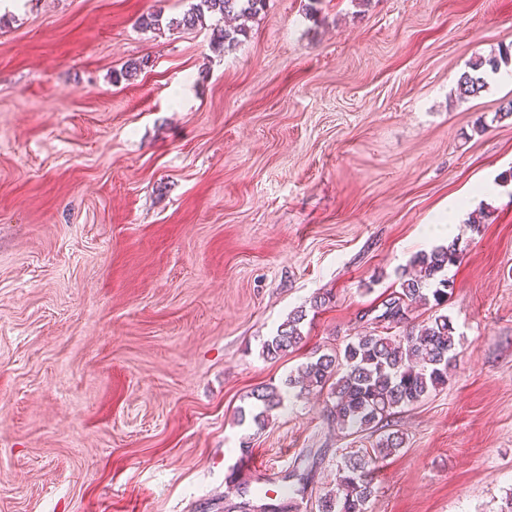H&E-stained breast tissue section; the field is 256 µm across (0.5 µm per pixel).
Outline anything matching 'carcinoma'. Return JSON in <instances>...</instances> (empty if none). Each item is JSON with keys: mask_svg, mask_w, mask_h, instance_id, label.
Returning <instances> with one entry per match:
<instances>
[{"mask_svg": "<svg viewBox=\"0 0 512 512\" xmlns=\"http://www.w3.org/2000/svg\"><path fill=\"white\" fill-rule=\"evenodd\" d=\"M265 0H199L181 18L172 24L187 29L203 23L205 14L219 19L230 16L252 18L264 7ZM246 35L242 27L216 28L218 45L234 47L238 36ZM512 61V54L478 58L457 80L458 98L475 96L486 85V75L496 73L501 64ZM462 250L457 242L437 247L429 252L415 254L410 265L415 273H403L399 289L391 292L383 303V311L376 316L380 329L352 336L342 350L334 353L313 354L296 374L285 379L286 388L302 394L310 390H328L331 405L329 414L336 425L350 434L364 431L373 433L383 428V422L397 411L420 402L431 392L448 382V368L456 357V340L450 317L435 313L431 321L419 330H407L410 315L419 308H439L448 301L453 282L448 268L460 261ZM306 310L289 314L276 334L264 344L263 353L270 359L299 349L305 339L301 324ZM256 410L249 411L257 429H264L271 412L282 403L281 392L274 387H262L252 393ZM404 437L397 432L380 435L373 449L350 451L338 461L340 474L337 488L317 499V512H368L373 494L371 473L379 461L400 451ZM238 503L224 506V512H238L259 501L262 512H300L308 495L304 472L296 466L283 480L275 497L244 479L237 485Z\"/></svg>", "mask_w": 512, "mask_h": 512, "instance_id": "carcinoma-1", "label": "carcinoma"}]
</instances>
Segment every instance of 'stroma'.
Here are the masks:
<instances>
[{
	"mask_svg": "<svg viewBox=\"0 0 512 512\" xmlns=\"http://www.w3.org/2000/svg\"><path fill=\"white\" fill-rule=\"evenodd\" d=\"M195 2L0 12V512H224L308 448L310 492L335 489L377 436L338 429L326 392L286 393L261 431L239 411L373 330L410 259L454 240L456 361L390 418L405 444L368 512H500L512 83L454 89L512 49V0H266L229 50L214 17L169 28ZM300 306L302 348L265 358ZM512 54L508 52H500L499 57L491 56L488 58L479 57L471 63L469 70L462 72L457 80L455 93L459 99H466L475 96L482 91L486 85V75L497 73L501 64L511 62Z\"/></svg>",
	"mask_w": 512,
	"mask_h": 512,
	"instance_id": "35a3bbf8",
	"label": "stroma"
}]
</instances>
